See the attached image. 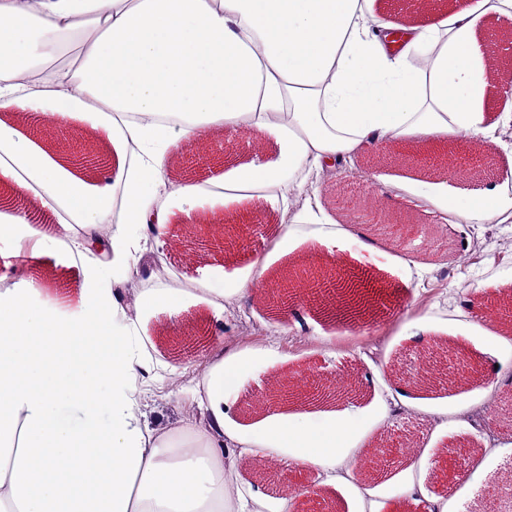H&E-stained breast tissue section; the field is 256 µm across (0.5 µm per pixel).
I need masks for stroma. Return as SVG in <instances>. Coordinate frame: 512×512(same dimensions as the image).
<instances>
[{
  "instance_id": "1",
  "label": "stroma",
  "mask_w": 512,
  "mask_h": 512,
  "mask_svg": "<svg viewBox=\"0 0 512 512\" xmlns=\"http://www.w3.org/2000/svg\"><path fill=\"white\" fill-rule=\"evenodd\" d=\"M499 144L486 145L469 161L470 177L459 181L444 173L436 181L449 193L481 192L499 182L512 165V124L498 131ZM234 161L267 163L281 149L271 138L247 129L231 139L212 137L181 146L172 159V175L182 183H204L229 169L219 163L222 152ZM374 160L359 158L342 168L312 174L290 194L291 211L320 205L331 216L328 224L264 223L247 228L233 259L212 252L197 259L190 248L191 222L178 198H169L170 221L143 227L120 225V232L138 240L126 256L108 257L91 248V226L74 225L70 237L54 245L45 265L30 266L18 256L27 235L0 234V291L12 289L29 304L50 315L76 321L97 298L124 312L125 323L142 327L140 352L144 374L138 407L156 431L181 429L187 420L205 423L210 412L193 399L203 391L207 367L222 360L241 367L224 404L227 421L246 425L261 394L275 381L293 378L301 386L316 385L348 364L359 376V390L336 402L355 427L364 448L377 446L378 436L399 433L407 422L421 424L414 449L390 448L384 470L369 476L365 488L394 512H427L403 493L406 480L421 486L424 499L448 495L456 477L467 476L474 463L472 444L483 441L482 430L496 423L502 451L494 457L492 481L512 482V356L483 357V376L455 386L434 384L422 389L408 382L400 367L424 359L434 349L435 330L447 341L467 347L487 344L489 336L507 327L512 305V222L456 223L438 211L394 201L397 177L413 169L390 145L374 148ZM363 185L380 206L419 224L413 237L392 240L370 224L337 210L333 194L345 182ZM323 238L319 252L334 257L343 274L369 277L367 301L377 303L393 327L376 341L351 342L336 331L345 312L325 316L308 304L291 305L282 319L271 314L269 301L239 286L253 279V262L265 259L283 271L307 252L311 238ZM222 285L226 295L221 318L211 314L207 285ZM151 289L182 293V313L172 320L165 303L147 301ZM287 331H280V323ZM321 470L287 465L285 457L241 465L237 482L250 501H264L278 512L283 500L299 503L304 492L318 490Z\"/></svg>"
}]
</instances>
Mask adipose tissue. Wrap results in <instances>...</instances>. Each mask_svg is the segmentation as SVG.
Returning <instances> with one entry per match:
<instances>
[{"mask_svg": "<svg viewBox=\"0 0 512 512\" xmlns=\"http://www.w3.org/2000/svg\"><path fill=\"white\" fill-rule=\"evenodd\" d=\"M468 12L436 7L393 19L381 0H0V223L23 224L41 264L71 224H164V201L195 209L205 187L170 177L181 143L249 128L281 145L272 164L240 163L220 185L234 218L277 219L283 184L383 143H496L491 103L512 93L484 49L512 0ZM71 66L59 60L70 45ZM81 120L104 133L112 174L85 170L37 129ZM403 198L457 222L512 219V188L456 202L421 178ZM71 224L54 226L59 207ZM106 307L64 321L20 295L0 296V512H240V455L285 453L322 467L353 438L342 411L275 407L227 428L224 393L237 363L205 372L210 419L157 434L137 413L136 326Z\"/></svg>", "mask_w": 512, "mask_h": 512, "instance_id": "ef3b65f1", "label": "adipose tissue"}]
</instances>
